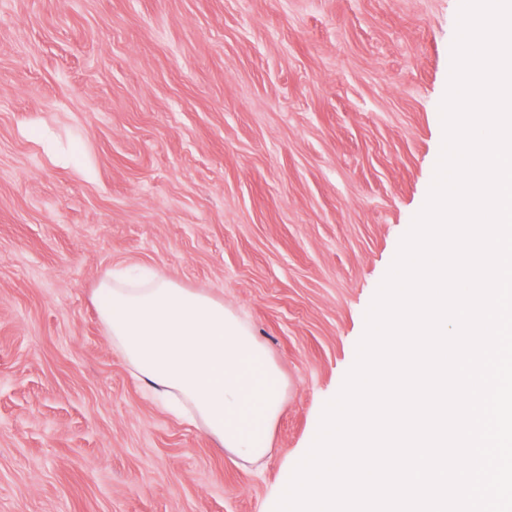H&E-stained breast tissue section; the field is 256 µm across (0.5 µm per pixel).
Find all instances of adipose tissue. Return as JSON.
Returning a JSON list of instances; mask_svg holds the SVG:
<instances>
[{"label": "adipose tissue", "instance_id": "obj_1", "mask_svg": "<svg viewBox=\"0 0 512 512\" xmlns=\"http://www.w3.org/2000/svg\"><path fill=\"white\" fill-rule=\"evenodd\" d=\"M99 313L147 395L187 404L206 432L256 460L270 448L285 382L270 353L222 300L148 275H112L98 286Z\"/></svg>", "mask_w": 512, "mask_h": 512}]
</instances>
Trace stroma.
<instances>
[{
  "instance_id": "obj_1",
  "label": "stroma",
  "mask_w": 512,
  "mask_h": 512,
  "mask_svg": "<svg viewBox=\"0 0 512 512\" xmlns=\"http://www.w3.org/2000/svg\"><path fill=\"white\" fill-rule=\"evenodd\" d=\"M460 0H0V512H274L423 208ZM286 382L254 464L146 398L107 271Z\"/></svg>"
}]
</instances>
